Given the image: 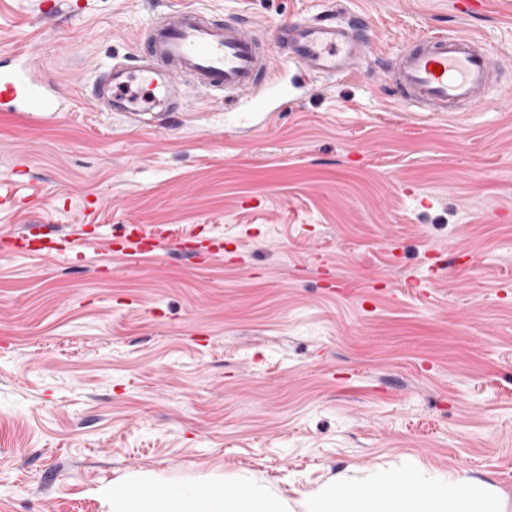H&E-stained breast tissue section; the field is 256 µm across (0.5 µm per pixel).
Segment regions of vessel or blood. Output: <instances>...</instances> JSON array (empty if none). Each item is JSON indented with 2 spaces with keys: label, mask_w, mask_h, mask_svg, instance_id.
I'll use <instances>...</instances> for the list:
<instances>
[{
  "label": "vessel or blood",
  "mask_w": 512,
  "mask_h": 512,
  "mask_svg": "<svg viewBox=\"0 0 512 512\" xmlns=\"http://www.w3.org/2000/svg\"><path fill=\"white\" fill-rule=\"evenodd\" d=\"M277 53L311 81L353 75L375 55L360 16L327 10L282 26L271 41L238 15L218 24L208 12L183 7L160 12L138 34L131 57L99 68L93 90L131 131L191 121L186 106L193 91L220 96L228 113L247 102L267 125L296 99L287 87L277 98L269 96ZM498 69L484 42L464 33L416 36L380 67L385 85L415 112L486 105ZM66 102L27 51L0 63V115L18 123L45 122Z\"/></svg>",
  "instance_id": "vessel-or-blood-1"
}]
</instances>
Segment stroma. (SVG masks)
<instances>
[{"instance_id":"35a3bbf8","label":"stroma","mask_w":512,"mask_h":512,"mask_svg":"<svg viewBox=\"0 0 512 512\" xmlns=\"http://www.w3.org/2000/svg\"><path fill=\"white\" fill-rule=\"evenodd\" d=\"M85 2L48 21L0 0V59L30 50L74 95L0 120V512H109L99 488L130 472L248 471L295 499L404 462L512 499V0ZM332 3L377 59L258 131L197 94L178 131L92 104L97 68L168 7L269 36ZM453 32L499 61L503 101L411 111L379 57ZM31 224L89 239L86 260L10 251ZM138 236L157 259L104 245Z\"/></svg>"}]
</instances>
